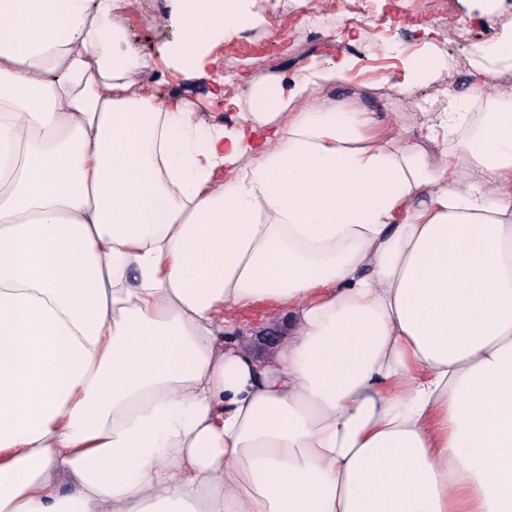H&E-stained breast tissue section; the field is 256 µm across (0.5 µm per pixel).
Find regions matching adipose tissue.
Wrapping results in <instances>:
<instances>
[{"instance_id": "obj_1", "label": "adipose tissue", "mask_w": 512, "mask_h": 512, "mask_svg": "<svg viewBox=\"0 0 512 512\" xmlns=\"http://www.w3.org/2000/svg\"><path fill=\"white\" fill-rule=\"evenodd\" d=\"M118 2L0 0V512H512V39L431 154L312 104L346 58L203 129ZM169 20L205 82L252 17ZM243 319L249 320L258 331L261 342L256 340L259 349L265 354L273 353L283 336L282 317L278 310H255L243 311L241 313Z\"/></svg>"}]
</instances>
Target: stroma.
Masks as SVG:
<instances>
[{"label":"stroma","instance_id":"35a3bbf8","mask_svg":"<svg viewBox=\"0 0 512 512\" xmlns=\"http://www.w3.org/2000/svg\"><path fill=\"white\" fill-rule=\"evenodd\" d=\"M351 2L310 0L308 8L298 9L291 0H251L259 25L215 49L226 72L220 87L195 85L163 59L164 48L180 33L165 18L162 0H126L114 21L137 50L153 60L136 74V90L193 100L203 127L237 122L254 81L290 76L311 63L346 55L355 62L348 82L319 91V98L372 109L419 145L426 142L422 105L444 104L449 96L465 92L472 82L470 60L476 48L512 36V0H361L367 20L343 28L341 41L329 39L330 31L343 27ZM456 16L468 24L466 40H457L448 26L449 18ZM380 17L386 20L383 33L373 25ZM429 51L447 59V71L435 81L403 89L409 57Z\"/></svg>","mask_w":512,"mask_h":512}]
</instances>
